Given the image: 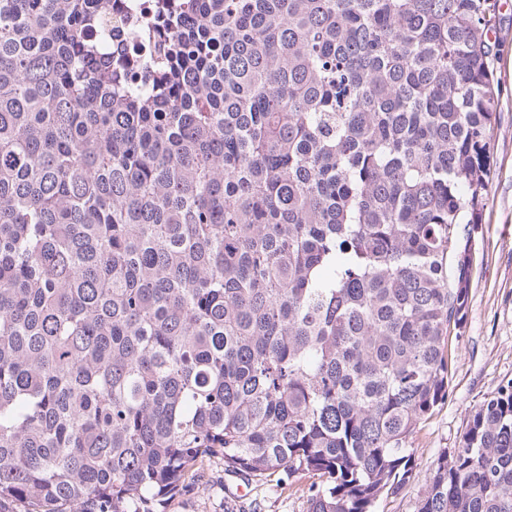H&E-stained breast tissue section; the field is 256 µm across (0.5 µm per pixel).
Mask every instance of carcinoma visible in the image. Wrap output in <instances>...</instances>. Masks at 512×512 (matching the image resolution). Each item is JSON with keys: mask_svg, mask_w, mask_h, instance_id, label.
Instances as JSON below:
<instances>
[{"mask_svg": "<svg viewBox=\"0 0 512 512\" xmlns=\"http://www.w3.org/2000/svg\"><path fill=\"white\" fill-rule=\"evenodd\" d=\"M497 0H0V505L155 512L204 460L374 512L448 396ZM417 512H512V380ZM159 0H112V14L122 17L127 21L125 28L119 33L112 31L108 33V39L112 37V47H118L123 53L129 55L131 50H139L142 38L136 29H130L129 25L135 27L153 14L154 6ZM118 34V35H117Z\"/></svg>", "mask_w": 512, "mask_h": 512, "instance_id": "1", "label": "carcinoma"}]
</instances>
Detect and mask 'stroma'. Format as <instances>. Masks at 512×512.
<instances>
[{
	"instance_id": "obj_1",
	"label": "stroma",
	"mask_w": 512,
	"mask_h": 512,
	"mask_svg": "<svg viewBox=\"0 0 512 512\" xmlns=\"http://www.w3.org/2000/svg\"><path fill=\"white\" fill-rule=\"evenodd\" d=\"M490 41L502 94L491 175L475 230L467 317L459 335L449 339L448 398L410 439L416 460L413 478L397 494L380 499L375 512H417L438 456L459 446L475 408L512 380V0H498ZM238 482V477L225 474L222 461L211 459L166 512H308L310 477L288 486L271 476L241 492Z\"/></svg>"
}]
</instances>
